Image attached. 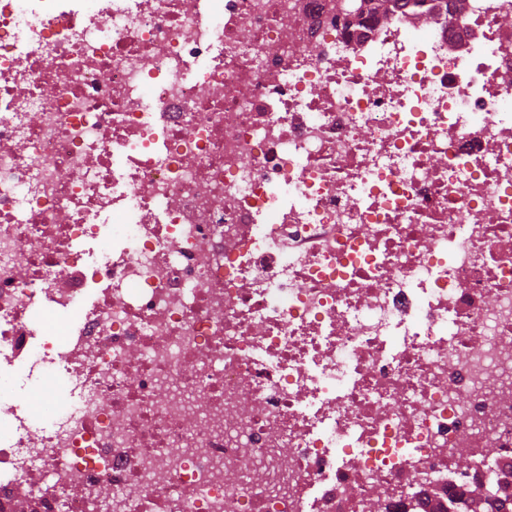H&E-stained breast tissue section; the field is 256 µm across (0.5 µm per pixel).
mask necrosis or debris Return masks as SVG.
I'll list each match as a JSON object with an SVG mask.
<instances>
[{"mask_svg":"<svg viewBox=\"0 0 512 512\" xmlns=\"http://www.w3.org/2000/svg\"><path fill=\"white\" fill-rule=\"evenodd\" d=\"M511 16L0 0V400L74 398L0 418V512H463L511 476Z\"/></svg>","mask_w":512,"mask_h":512,"instance_id":"obj_1","label":"necrosis or debris"}]
</instances>
